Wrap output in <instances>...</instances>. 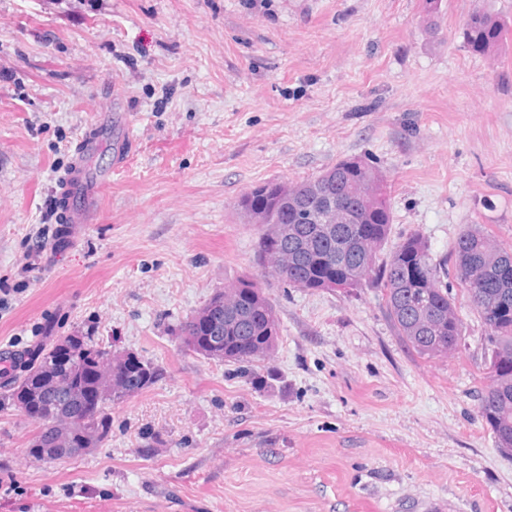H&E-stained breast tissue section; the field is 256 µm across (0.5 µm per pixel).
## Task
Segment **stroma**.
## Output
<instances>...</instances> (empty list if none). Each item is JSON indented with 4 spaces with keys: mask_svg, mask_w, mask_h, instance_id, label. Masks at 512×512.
<instances>
[{
    "mask_svg": "<svg viewBox=\"0 0 512 512\" xmlns=\"http://www.w3.org/2000/svg\"><path fill=\"white\" fill-rule=\"evenodd\" d=\"M478 12L512 29V0H0V345L91 335L162 370L62 461L31 456L21 409L0 416V512H512L469 307L459 348L428 358L378 288L262 279L271 357L221 363L178 338L259 277L240 197L348 157L382 175L391 242L446 258L481 226L512 247V36L473 51ZM87 133L90 169L114 176L71 197L87 216L56 251V180Z\"/></svg>",
    "mask_w": 512,
    "mask_h": 512,
    "instance_id": "obj_1",
    "label": "stroma"
}]
</instances>
